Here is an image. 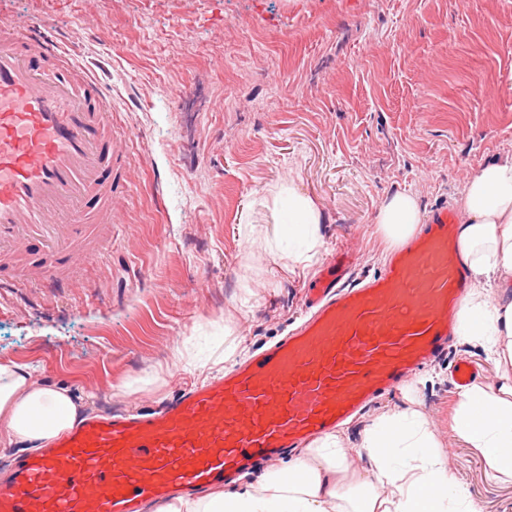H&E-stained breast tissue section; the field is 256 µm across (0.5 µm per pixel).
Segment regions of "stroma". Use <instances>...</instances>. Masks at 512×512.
Here are the masks:
<instances>
[{
  "mask_svg": "<svg viewBox=\"0 0 512 512\" xmlns=\"http://www.w3.org/2000/svg\"><path fill=\"white\" fill-rule=\"evenodd\" d=\"M40 21L107 84L130 187L83 285L0 287V362L68 389L85 417L153 410L224 375L300 320L336 246L356 252L351 279L379 273L386 195L427 212L512 153V0H0V25ZM288 181L325 219L312 267L292 273L263 247L259 205ZM231 311L235 360L177 361L223 339ZM461 360L497 383L479 346L451 340L344 422L348 460L367 470L364 427L413 398L476 512H512V483L448 432Z\"/></svg>",
  "mask_w": 512,
  "mask_h": 512,
  "instance_id": "stroma-1",
  "label": "stroma"
}]
</instances>
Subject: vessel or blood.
<instances>
[{"label":"vessel or blood","instance_id":"b4317fda","mask_svg":"<svg viewBox=\"0 0 512 512\" xmlns=\"http://www.w3.org/2000/svg\"><path fill=\"white\" fill-rule=\"evenodd\" d=\"M48 57L59 73L44 70ZM68 67L45 32L0 28V286H71L112 247L122 149L104 88ZM456 222L447 206L430 210L378 275L354 284L337 250L288 336L163 411L86 420L17 460L0 512H135L336 429L447 350L470 282Z\"/></svg>","mask_w":512,"mask_h":512}]
</instances>
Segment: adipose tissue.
I'll use <instances>...</instances> for the list:
<instances>
[{
    "mask_svg": "<svg viewBox=\"0 0 512 512\" xmlns=\"http://www.w3.org/2000/svg\"><path fill=\"white\" fill-rule=\"evenodd\" d=\"M268 251L277 267L309 265L321 242L323 213L295 184L273 186ZM457 244L473 277L457 336L479 342L501 376L459 394L451 429L484 459L493 479L512 482V156L482 165L456 201ZM375 222L389 246L422 222L416 195L401 191L381 203ZM80 408L67 389L34 380L30 367L0 362V441L43 448L67 433ZM361 446L372 462L360 474L348 462L343 436L328 434L282 468L234 489L200 498L172 495L159 512H473L465 486L448 475L440 443L425 415L408 407L378 417Z\"/></svg>",
    "mask_w": 512,
    "mask_h": 512,
    "instance_id": "adipose-tissue-1",
    "label": "adipose tissue"
}]
</instances>
